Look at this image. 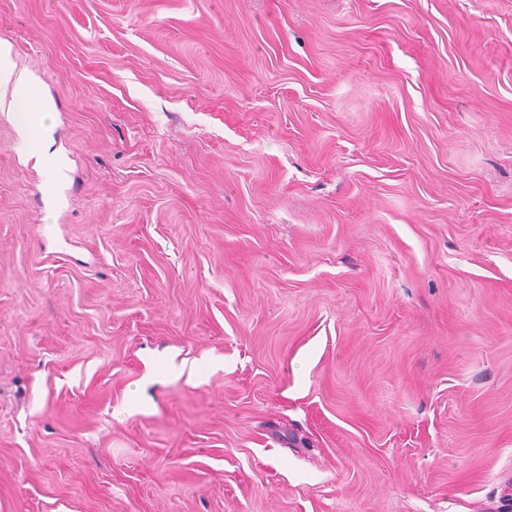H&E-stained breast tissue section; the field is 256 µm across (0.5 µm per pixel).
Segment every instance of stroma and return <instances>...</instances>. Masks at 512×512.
Instances as JSON below:
<instances>
[{
  "instance_id": "stroma-1",
  "label": "stroma",
  "mask_w": 512,
  "mask_h": 512,
  "mask_svg": "<svg viewBox=\"0 0 512 512\" xmlns=\"http://www.w3.org/2000/svg\"><path fill=\"white\" fill-rule=\"evenodd\" d=\"M0 512L512 508V0H0ZM35 102L28 76L14 66L8 47H0V107L14 108Z\"/></svg>"
}]
</instances>
